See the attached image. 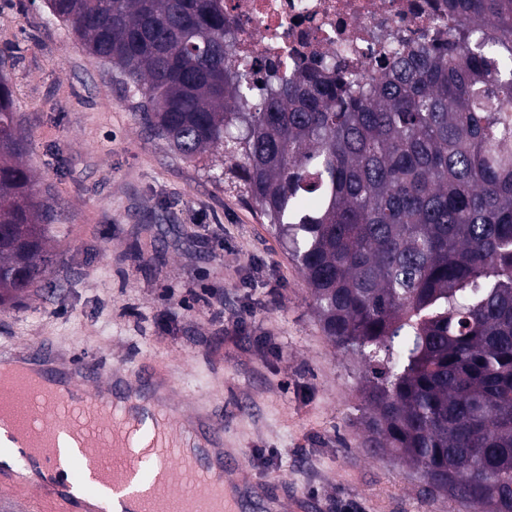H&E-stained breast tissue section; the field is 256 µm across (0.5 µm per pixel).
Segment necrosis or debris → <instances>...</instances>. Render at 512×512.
I'll return each instance as SVG.
<instances>
[{"label": "necrosis or debris", "instance_id": "obj_1", "mask_svg": "<svg viewBox=\"0 0 512 512\" xmlns=\"http://www.w3.org/2000/svg\"><path fill=\"white\" fill-rule=\"evenodd\" d=\"M443 0H224L245 71L269 60L291 69L336 56L374 79L376 59L430 33Z\"/></svg>", "mask_w": 512, "mask_h": 512}]
</instances>
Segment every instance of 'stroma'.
Here are the masks:
<instances>
[{"label":"stroma","mask_w":512,"mask_h":512,"mask_svg":"<svg viewBox=\"0 0 512 512\" xmlns=\"http://www.w3.org/2000/svg\"><path fill=\"white\" fill-rule=\"evenodd\" d=\"M24 162L57 202L45 285L0 308V349L151 362L203 400L283 512H469L367 447L361 360L333 347L298 266L236 193L142 131L130 100L45 0H0Z\"/></svg>","instance_id":"obj_1"}]
</instances>
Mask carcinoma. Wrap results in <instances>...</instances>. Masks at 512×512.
<instances>
[{
  "instance_id": "1",
  "label": "carcinoma",
  "mask_w": 512,
  "mask_h": 512,
  "mask_svg": "<svg viewBox=\"0 0 512 512\" xmlns=\"http://www.w3.org/2000/svg\"><path fill=\"white\" fill-rule=\"evenodd\" d=\"M448 29L362 83L330 59L244 76L224 0H46L138 97L140 123L270 225L334 347L364 363L363 425L435 491L512 512V0H447ZM0 72V306L57 232Z\"/></svg>"
}]
</instances>
